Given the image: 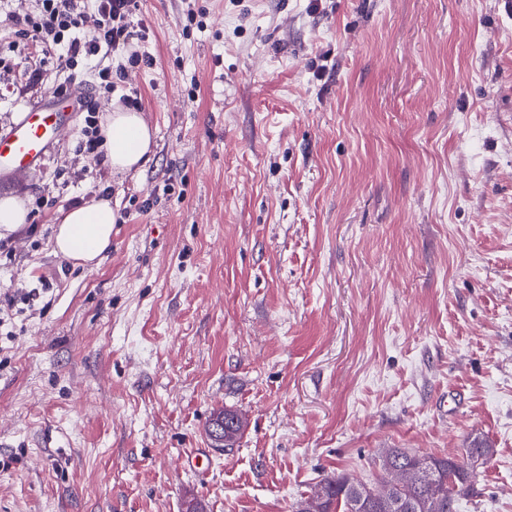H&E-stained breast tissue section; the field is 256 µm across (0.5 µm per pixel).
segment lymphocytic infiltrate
Here are the masks:
<instances>
[{
  "label": "lymphocytic infiltrate",
  "mask_w": 512,
  "mask_h": 512,
  "mask_svg": "<svg viewBox=\"0 0 512 512\" xmlns=\"http://www.w3.org/2000/svg\"><path fill=\"white\" fill-rule=\"evenodd\" d=\"M134 0H35L33 9L13 15L16 35L28 41L41 60L61 61L64 75L54 91L63 95L85 82L114 88L123 70L112 56H126L136 67L152 68L151 55L140 52L148 28L134 16ZM92 26H85L86 17Z\"/></svg>",
  "instance_id": "obj_1"
}]
</instances>
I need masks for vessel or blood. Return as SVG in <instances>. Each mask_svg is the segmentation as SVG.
<instances>
[{"mask_svg":"<svg viewBox=\"0 0 512 512\" xmlns=\"http://www.w3.org/2000/svg\"><path fill=\"white\" fill-rule=\"evenodd\" d=\"M81 105V97L72 94L45 98L23 110L8 131L0 133V176L40 163L54 134Z\"/></svg>","mask_w":512,"mask_h":512,"instance_id":"obj_1","label":"vessel or blood"}]
</instances>
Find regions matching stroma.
I'll return each mask as SVG.
<instances>
[{"label":"stroma","instance_id":"obj_1","mask_svg":"<svg viewBox=\"0 0 512 512\" xmlns=\"http://www.w3.org/2000/svg\"><path fill=\"white\" fill-rule=\"evenodd\" d=\"M197 6L138 0L155 64L95 93L140 97L139 170L77 152L75 112L0 178L29 212L0 248V512H296L383 449L479 441L457 512H512V0ZM32 7L0 12V132L52 92H19ZM104 191L124 220L74 265L55 224ZM237 416H240L239 413L233 411V410H220L216 413H214L213 418L211 419V423L208 429V435L210 437V429L214 425V423L218 422L219 420H223L230 417V420L228 421L226 427L224 428V448H231L234 443L240 438V436L243 434L245 429V421L243 419V424L241 426H238L237 423L234 421ZM230 422V425H229ZM211 439V437H210Z\"/></svg>","mask_w":512,"mask_h":512}]
</instances>
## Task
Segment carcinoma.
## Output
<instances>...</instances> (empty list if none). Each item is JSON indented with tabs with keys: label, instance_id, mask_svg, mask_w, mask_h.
Listing matches in <instances>:
<instances>
[{
	"label": "carcinoma",
	"instance_id": "cac0c4a2",
	"mask_svg": "<svg viewBox=\"0 0 512 512\" xmlns=\"http://www.w3.org/2000/svg\"><path fill=\"white\" fill-rule=\"evenodd\" d=\"M239 413L220 410L211 423L226 418L230 424L224 428V447L230 448L243 434L245 426L237 425ZM437 475L424 477L422 456L400 448H390L387 456L379 458V467L389 479L381 481L382 497L372 501L368 512H454L455 500L448 498V458L429 456ZM358 492L346 487L343 476L320 480L311 488L307 500L310 512H353L352 502Z\"/></svg>",
	"mask_w": 512,
	"mask_h": 512
}]
</instances>
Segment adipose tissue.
Wrapping results in <instances>:
<instances>
[{
	"label": "adipose tissue",
	"mask_w": 512,
	"mask_h": 512,
	"mask_svg": "<svg viewBox=\"0 0 512 512\" xmlns=\"http://www.w3.org/2000/svg\"><path fill=\"white\" fill-rule=\"evenodd\" d=\"M152 146L153 133L140 113L119 108L107 114L101 150L112 171L137 170ZM116 222L111 200L73 207L54 229L55 250L76 264L93 267L111 245Z\"/></svg>",
	"instance_id": "1"
}]
</instances>
